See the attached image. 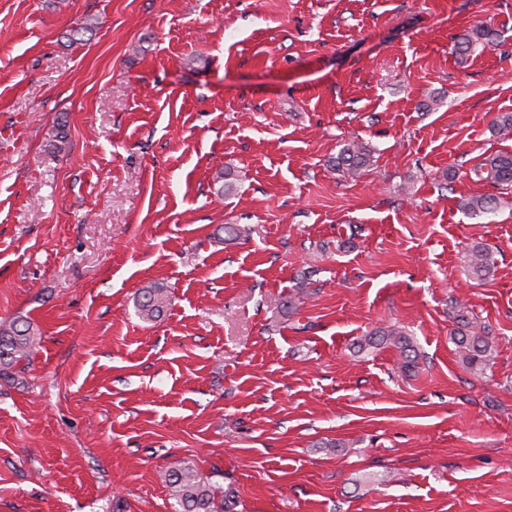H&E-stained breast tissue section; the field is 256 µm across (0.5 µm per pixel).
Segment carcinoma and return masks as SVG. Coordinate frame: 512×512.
Returning <instances> with one entry per match:
<instances>
[{
	"mask_svg": "<svg viewBox=\"0 0 512 512\" xmlns=\"http://www.w3.org/2000/svg\"><path fill=\"white\" fill-rule=\"evenodd\" d=\"M503 42L502 33L488 26H477L457 37V47L461 54L470 52L476 45L484 47ZM372 151L362 143L345 145L336 157V171L355 176L369 165ZM475 175L498 187L512 186V154H496L487 158L475 170ZM497 205L494 195L477 196L463 204V209L472 216L491 213ZM494 267L490 250L477 244L470 250L468 271L478 279L488 276ZM169 304L167 291L150 285L140 289L135 303L139 318L144 321L157 319ZM41 333L34 323L17 318L8 323H0V375L9 377L10 370L29 363L30 357L39 343ZM453 342L462 361L472 370H483L492 355V346L485 334V328L470 321L458 331ZM389 344L398 349L405 362H410L409 352L413 350L412 340L397 327L388 326L364 337L360 349ZM165 482L171 496L178 504L176 512H226L234 503L235 490L217 482L203 481L194 469L176 464L165 474Z\"/></svg>",
	"mask_w": 512,
	"mask_h": 512,
	"instance_id": "carcinoma-1",
	"label": "carcinoma"
}]
</instances>
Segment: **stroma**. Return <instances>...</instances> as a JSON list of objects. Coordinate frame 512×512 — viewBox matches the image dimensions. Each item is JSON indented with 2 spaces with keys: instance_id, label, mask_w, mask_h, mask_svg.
<instances>
[{
  "instance_id": "obj_1",
  "label": "stroma",
  "mask_w": 512,
  "mask_h": 512,
  "mask_svg": "<svg viewBox=\"0 0 512 512\" xmlns=\"http://www.w3.org/2000/svg\"><path fill=\"white\" fill-rule=\"evenodd\" d=\"M507 113L512 0H0V322L41 332L0 512H175L177 462L230 512H512V191L462 208ZM502 32L493 29L488 25L477 26L470 32L463 33L457 37V47L461 55L470 52L476 45L480 44L483 48L503 42ZM372 151L363 143L346 144L336 157L334 167L336 171L348 176H355L362 168L369 165ZM494 260L490 250L477 244L470 250L468 258V271L478 279L488 276L494 267ZM169 304V295L164 288L150 285L140 289L135 303L139 318L144 321L157 319ZM464 330H459L453 342L462 361L472 370H483L492 355V346L485 328L466 321ZM382 344H389L400 349L405 363L412 362L408 354L410 351H414L412 340L404 331L397 327L388 326L369 334V336H365L361 340L359 347L363 350Z\"/></svg>"
}]
</instances>
